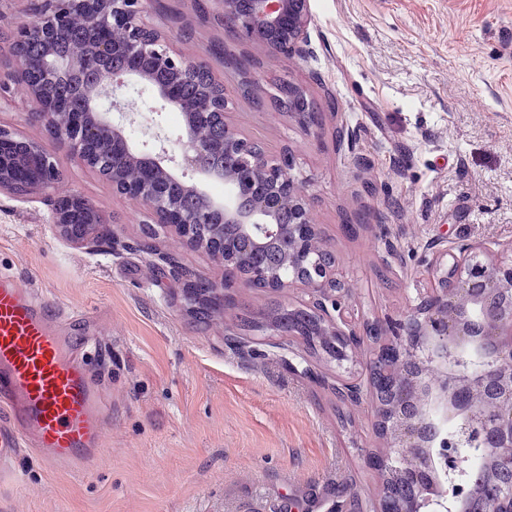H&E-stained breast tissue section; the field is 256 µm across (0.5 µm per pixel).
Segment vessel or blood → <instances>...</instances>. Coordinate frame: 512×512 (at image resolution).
I'll return each mask as SVG.
<instances>
[{
    "instance_id": "1",
    "label": "vessel or blood",
    "mask_w": 512,
    "mask_h": 512,
    "mask_svg": "<svg viewBox=\"0 0 512 512\" xmlns=\"http://www.w3.org/2000/svg\"><path fill=\"white\" fill-rule=\"evenodd\" d=\"M59 321L51 305L0 277V463L24 442L49 470L81 465L100 447L109 406L83 344Z\"/></svg>"
}]
</instances>
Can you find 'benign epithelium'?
Returning a JSON list of instances; mask_svg holds the SVG:
<instances>
[{
	"label": "benign epithelium",
	"mask_w": 512,
	"mask_h": 512,
	"mask_svg": "<svg viewBox=\"0 0 512 512\" xmlns=\"http://www.w3.org/2000/svg\"><path fill=\"white\" fill-rule=\"evenodd\" d=\"M35 5L32 21L10 34L9 48L15 54L26 47L45 48L40 80L19 68L12 82L37 109L35 117L56 152L0 126V139L14 138L17 151L13 156L0 152V192L54 191L64 158L101 175L115 192L146 207L155 223L174 228L185 244L205 250L221 264L226 263L223 242L210 229L218 215L226 224L241 226L248 246H278L283 264L277 273L236 259L234 275L247 285L264 278L275 292L299 288L307 293V307L323 318L326 335L336 338L339 365L377 339L396 355L394 363L382 367L383 374L392 376L386 395L389 405H382L381 394L368 384L344 386L338 381L336 389L346 399L372 401L374 430L390 449H418L415 466L393 477L409 488L399 512H423L418 473L437 467L451 448L478 443L487 458L512 470V418L494 419L481 407L484 400L512 406V265L484 260L470 245L443 246L427 262L433 272L431 287L423 289L410 311L357 329L342 311L345 285L336 277L335 259L313 222L303 183L292 174V155L268 159L252 139L226 121L224 82L171 50L164 33L146 20V0H35ZM77 9L86 13L88 30L105 35L120 28L123 41L112 45L102 39L95 52L87 54L52 48L55 33L68 25ZM221 20L228 32L272 52L307 56L310 0H222ZM105 68L112 72V84L82 85L78 112H57L40 93L39 85L55 83L61 72ZM185 77L202 80L208 91L185 113L181 133L169 139L153 131L142 147L133 145L125 127L136 120V113L127 111L120 100L125 80L150 85L163 105L182 111L180 82ZM203 122L223 129V152L200 141L196 126ZM102 134L112 139L109 173L94 160V144ZM180 167L195 170L205 181L223 183L227 195L216 198L196 183L181 181ZM168 184L180 185L192 204L171 202ZM51 222L73 243L112 239V225L78 194L55 197ZM227 288L225 282L212 284L207 295L211 306L230 305ZM428 366L441 370L439 380L425 375ZM441 417L459 423V432L439 445L432 431ZM452 512H512V488L499 484L496 494L480 497L468 492L454 503Z\"/></svg>",
	"instance_id": "7a95c632"
}]
</instances>
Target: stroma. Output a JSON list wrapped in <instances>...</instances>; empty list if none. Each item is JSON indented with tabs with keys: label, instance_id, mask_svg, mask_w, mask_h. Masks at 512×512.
<instances>
[{
	"label": "stroma",
	"instance_id": "1",
	"mask_svg": "<svg viewBox=\"0 0 512 512\" xmlns=\"http://www.w3.org/2000/svg\"><path fill=\"white\" fill-rule=\"evenodd\" d=\"M34 0H0V78L16 70L5 41ZM312 51L291 58L225 32L220 0H149L147 19L189 60L223 80L227 118L270 159L295 158L348 288L352 322L398 317L430 284V242L482 243L512 263V0H312ZM253 59L263 105L245 100L225 63ZM320 105L313 134L271 107L279 82ZM353 133L336 147L337 126ZM59 190L90 200L112 226L96 246L67 242L44 195L0 192V274L89 323L87 358L111 405L99 456L47 471L29 451L0 472V512H329L352 478L361 504L381 479L369 402H339L336 365L310 379L289 370L302 342L243 318L281 293L235 285L234 304L205 321L183 278L224 268L149 221L99 174L62 162ZM402 261L385 266V240ZM176 261L152 265L143 251Z\"/></svg>",
	"mask_w": 512,
	"mask_h": 512
}]
</instances>
